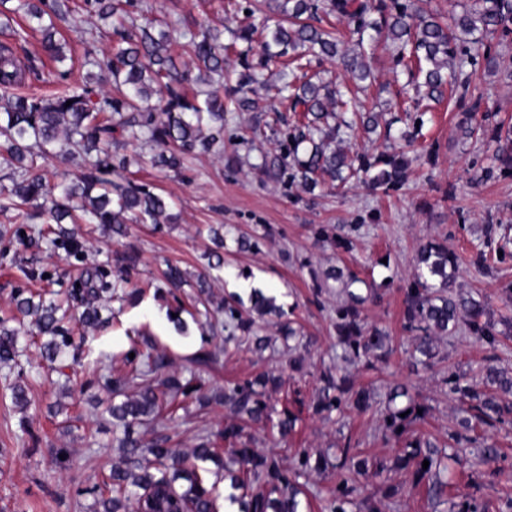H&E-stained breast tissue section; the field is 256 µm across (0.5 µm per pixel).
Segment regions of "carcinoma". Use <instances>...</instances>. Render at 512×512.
<instances>
[{
    "label": "carcinoma",
    "mask_w": 512,
    "mask_h": 512,
    "mask_svg": "<svg viewBox=\"0 0 512 512\" xmlns=\"http://www.w3.org/2000/svg\"><path fill=\"white\" fill-rule=\"evenodd\" d=\"M0 0V28L19 41L27 30L41 33L44 50L59 65L67 60L65 44L56 39V21L72 14L70 0H17L6 6ZM429 0H238L241 19L228 29L230 41L219 39V31L208 22L183 21L174 27L149 15L145 0H83L82 8L103 20H112V47L95 50L102 36L97 27H79L77 40L85 46L86 76L50 96L19 94L25 71L13 46L0 44V150L6 153L11 173L0 184V212L14 213L24 224H54L55 248H81L73 224H100L123 237L130 224H163L170 218L169 202L147 184L115 182L112 172L127 169L130 160L112 154L120 141L145 142L154 146L151 166L161 172H181L187 159L197 153H219L224 149V113L272 112L273 121L260 117L251 126L253 138L276 135L273 151L262 156L257 169L268 180L299 187L312 195L328 185L341 188L357 179L373 194L393 196L407 181L409 159L405 148L421 134L422 102L444 100L459 109L457 128L464 139L482 132L494 144L493 162H472L475 184L484 185L512 178V125L486 112L477 125L482 96L472 84L481 71L500 67V48L512 45V0H464L463 11L445 16L428 8ZM23 13L27 29L13 27V15ZM334 17L346 30L328 21ZM387 52L398 84L392 105L402 112L384 123L382 113L366 106L372 87V63L378 45ZM195 62V71L184 68L183 56ZM335 63L341 73L332 75L322 67ZM104 74L112 89L94 86ZM277 88L278 104L261 100L258 91L269 82ZM158 104H151L152 99ZM71 105H66L67 101ZM405 129L400 148L378 152L358 151L355 140L377 135L393 139L392 127ZM57 156L67 158L75 171L69 180L49 178L46 165ZM361 225L348 224L329 236L320 226L316 241L338 252L353 251ZM216 249L206 254L209 271L199 274L195 288L205 306V315H224V343L242 336L249 349L262 352L269 338L262 335L273 324L286 340L302 335L277 297L255 289L249 305L234 294L213 302V286L223 257V235L212 230ZM509 240L498 226L485 225L483 240L467 257L448 250L433 238L418 244L413 273L403 288L402 327L414 344V363L433 359L434 340L454 335L462 328L493 352L498 333L484 319L488 301L462 291L460 268L473 266L491 272L497 262L512 258ZM73 296L59 298L54 292L17 294L16 315L22 325L30 321L40 336L41 356L58 375L70 378L69 365L61 355L73 346L70 323L97 328L112 319L107 302L123 287V276L108 279L98 267L80 278ZM364 283L353 271L334 266L314 279L317 305L336 292L345 299L333 308L336 346L344 359L369 360L388 354V331L367 322L363 311L378 305L382 295L374 288L362 295L355 286ZM18 333L0 319V365H18ZM124 354L129 370L111 374L92 368V376L112 394L107 409L112 419V446L121 449V463L112 465L108 477L88 494L94 512H218L216 485L219 472L206 464H217L221 455L233 456L238 469L228 474L232 493L225 500L240 512H300L299 479L308 471L329 466L308 450L298 453L297 466L287 471L274 455H257L250 448L245 424H262L286 437L298 417L291 412L273 418L267 390L278 391L279 377L260 375L235 382L209 396H198L192 380L164 374L171 361L166 348L154 345L141 352ZM288 371L300 377L307 373L304 355L288 348ZM319 387L310 403L300 391L294 402L308 405L313 414L329 418L350 411L365 412L375 403L366 388L353 387L345 377L327 367L317 377ZM448 395L466 406L468 417L460 428L448 433L453 446L464 448L475 442L479 428L508 422L512 416V373L486 367L481 384L453 369L443 374ZM13 402L24 409L28 400L23 373L10 385ZM201 405L215 402L233 419L215 430L202 429L188 452L171 447L165 421L187 409L188 401ZM410 388L395 383L388 388L383 428L401 438L407 427L422 418ZM144 425L151 437L144 439L134 427ZM335 467L343 478L330 492L322 512H386L384 500L396 489L387 486L382 496L367 494L360 484L350 444L339 449ZM446 449L428 439L404 442L393 468L410 472L415 487L425 485L432 500L449 503L448 512H481L473 497L460 502L448 498ZM428 468H422L423 461Z\"/></svg>",
    "instance_id": "obj_1"
}]
</instances>
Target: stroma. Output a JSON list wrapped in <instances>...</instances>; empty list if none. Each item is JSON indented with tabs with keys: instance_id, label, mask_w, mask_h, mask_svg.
<instances>
[{
	"instance_id": "stroma-1",
	"label": "stroma",
	"mask_w": 512,
	"mask_h": 512,
	"mask_svg": "<svg viewBox=\"0 0 512 512\" xmlns=\"http://www.w3.org/2000/svg\"><path fill=\"white\" fill-rule=\"evenodd\" d=\"M156 15L175 12L188 20L224 16L227 0H149ZM503 72L480 74L476 94L500 118L512 123V80L505 70L512 68V47L503 57ZM254 118L250 112H232L224 127L222 154H201L194 158L182 177H164L151 167L130 169L127 177L153 186L156 193L173 196V224L131 225L126 238L113 240L108 228L85 224L81 252L51 249L32 243L23 227L10 215L0 213V318L9 317L12 298L33 288L28 272L46 276L54 290L66 293L74 288L83 267L96 265L116 271L124 251L135 250L138 260L128 270L130 287L144 289L139 302L112 300L114 318L103 329L86 331L84 357L100 361L112 372L125 371L123 355L131 344L145 345L147 339L166 346L174 366L182 374H194V383L202 391L223 389L225 385L267 372L284 376L281 390L270 403L275 412L293 409L292 390L296 384L287 380L288 370L281 356L283 340L273 336L272 345L257 353L247 347L228 346L223 335L202 334L191 326L189 337L177 336L167 318L175 304L192 308L195 288L186 286L176 294L159 295L167 265L195 274L203 264L202 256L212 246L209 229L222 226L224 233V270L215 287L223 293L236 292L235 280L242 270L252 273L256 287L267 288L291 308L292 317L312 340L306 354L309 371L301 386L304 397H312L317 384L315 375L336 357L335 335L327 310L314 304L313 278L330 266L350 267L362 278L385 286L381 305L369 307L368 322L387 327L393 353L387 362L374 366H348L346 375L354 386L374 388L384 396L388 384H408L418 403L426 409L423 432L438 441H446L449 429L463 416L459 401L449 397L442 383V373L455 367L471 373L483 362L486 351L473 338L458 335L440 339L436 346L438 362L434 367L411 369L410 336L402 329V288L413 268L416 244L429 237L445 239L450 251L468 254L483 235L488 217L501 221L512 237V179L487 185H475L469 168L473 158H489L492 150L482 143L463 141L456 129L458 121L447 106H436L425 116V143H439L434 165L414 161L402 191L391 197L372 195L362 187L351 186L333 193L320 191L308 195L300 189H285L262 180L255 166L262 152L271 150L272 142L254 147L239 144L238 139ZM236 158L234 169H227L228 158ZM454 185L456 198L444 200L441 187ZM321 224H358L361 234L352 252L341 253L315 243V230ZM259 235V250L238 251V236ZM467 291L489 298L488 317L500 333L501 346L496 353L497 366L512 368V301L502 289L512 283V262L496 265L485 274L469 270L463 277ZM37 338L21 339L19 369L0 366V512H90L92 496L86 488L99 483L109 473L120 454L111 448L112 432L108 425L90 413L88 399H106L101 385L86 386L84 391L64 389L57 375L48 371V363L37 347ZM216 353L217 360L207 367H194L188 358L198 350ZM24 373L28 406L19 409L8 388L17 373ZM294 432L287 438L271 435L258 425L249 427L252 446L257 453L273 454L283 467L294 468L300 449L310 448L336 456L338 448L352 444L370 459H390L394 441L383 436L382 419L376 411L350 413L343 420L325 419L301 410ZM228 413L219 405L201 409L189 406L187 414L169 424L173 446L184 449L200 429L227 421ZM481 437L497 443L504 453L497 466L472 468V449H465L459 463L450 464L453 487L451 496L477 498L485 512H508L512 500V480L496 476V469L512 473V426L487 427ZM73 451L68 467L56 463L61 447Z\"/></svg>"
}]
</instances>
